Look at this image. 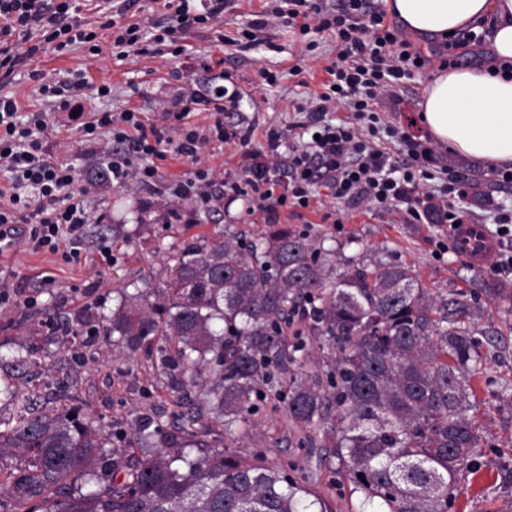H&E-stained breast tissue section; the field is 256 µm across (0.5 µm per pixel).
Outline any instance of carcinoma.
Segmentation results:
<instances>
[{"label":"carcinoma","mask_w":512,"mask_h":512,"mask_svg":"<svg viewBox=\"0 0 512 512\" xmlns=\"http://www.w3.org/2000/svg\"><path fill=\"white\" fill-rule=\"evenodd\" d=\"M169 267L163 300L124 294L113 346L130 357L158 344L171 389L201 388L207 415L166 432L144 459L102 467L103 433L71 401L46 413L0 376L14 400L0 418V512H299L303 488L281 470L200 438L235 423L271 368L297 362L280 323L304 302L338 351L333 392L294 380L288 415L329 432L352 492L378 512H448V494L481 442L467 413L479 373L473 316L463 298H433L411 268L353 264L337 277L307 237L272 227L245 250L228 236L187 243Z\"/></svg>","instance_id":"1"}]
</instances>
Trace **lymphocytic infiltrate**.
<instances>
[{"label": "lymphocytic infiltrate", "instance_id": "1", "mask_svg": "<svg viewBox=\"0 0 512 512\" xmlns=\"http://www.w3.org/2000/svg\"><path fill=\"white\" fill-rule=\"evenodd\" d=\"M205 2L204 12L195 13L191 0H162L167 23L152 34L139 24L123 22V10L109 4L104 27L115 49L173 41L179 34L223 17L224 0ZM80 11L76 0H0V89L18 65L38 52L35 38L54 43L59 51L87 43L92 52H99L98 33L80 21ZM385 17L376 0H276L273 9L243 30V37L252 41L257 31L282 19L304 35L330 31L336 36V57L326 68L331 81L303 111L302 128L317 136L313 148L280 153L281 133L268 132V163L255 164L247 171V182L261 201L306 208L317 185L336 199L378 207L399 203L408 224L424 223L435 212L451 224L467 218V211L450 201L451 186L423 185V173L415 167L426 153L420 143L398 128H388V135L404 146L407 155L406 162L395 164L362 128L363 122L375 120L379 100L404 87L426 64L403 30L386 25ZM87 87L81 71L62 81L41 82L42 107L28 116L22 115L14 97L0 92V169L10 174L8 186L0 187V239L23 228L35 249L61 255L67 262L80 256L79 245L89 220L87 191L78 187L71 165L48 153L43 139L50 131L49 113L81 98ZM340 107L349 112V120L329 123L328 112ZM82 133L108 146L118 144V151L104 154L113 178L142 184L156 178V167H137L133 161L161 156L165 138L157 130L146 132L134 111L93 113ZM273 168L287 185L284 194L275 192L277 180L269 176Z\"/></svg>", "mask_w": 512, "mask_h": 512}]
</instances>
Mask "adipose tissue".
Segmentation results:
<instances>
[{"instance_id":"adipose-tissue-1","label":"adipose tissue","mask_w":512,"mask_h":512,"mask_svg":"<svg viewBox=\"0 0 512 512\" xmlns=\"http://www.w3.org/2000/svg\"><path fill=\"white\" fill-rule=\"evenodd\" d=\"M413 36L440 42L485 35V60L436 68L419 103L433 142L449 153L512 168V0H385Z\"/></svg>"}]
</instances>
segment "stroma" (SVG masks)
<instances>
[{"label":"stroma","mask_w":512,"mask_h":512,"mask_svg":"<svg viewBox=\"0 0 512 512\" xmlns=\"http://www.w3.org/2000/svg\"><path fill=\"white\" fill-rule=\"evenodd\" d=\"M270 7L269 0H231L220 21L124 58L107 49L95 55L85 47L60 53L46 44L14 72L7 89L29 113L41 105L40 79L57 81L70 71H86L91 88L77 109L51 114L63 134L49 139L47 149L74 166L79 185L87 186L90 221L81 257L71 262L34 249L23 233L12 237L7 250L11 260L0 268L23 291L0 298V375H10L19 392L36 395L45 412L63 405L65 395L74 396L113 449L127 446L142 418L170 430L182 415L199 411V395L171 391L157 351L141 350L130 359L113 356L105 320L116 309L120 291L161 286L171 256L183 243L232 236L247 247L261 240L269 224H285L305 234L314 247L333 251L337 264L402 263L413 269L427 294L462 295L481 309L475 338L483 361L470 382L468 413L482 443L460 473L450 512H512V298L495 302L484 293L490 286L512 289V271L477 270L460 259L447 243V224H407L396 206L369 209L332 198L319 186L309 208L288 205L272 216L257 209L255 192L243 182L245 170L263 161L269 129L282 130V148L310 143L309 132L298 125L296 108L310 104L326 77L325 66L336 56L331 33L304 36L283 23L267 26L251 47L237 46L242 30ZM300 62L306 71L298 76L292 68ZM267 71L279 74L277 85L265 84ZM432 73V67L415 72L410 85L382 102L379 115L385 125L403 129L429 147L420 169L435 175L444 169L449 179L462 178L484 190L486 201L472 194L462 204L476 223L495 231L498 214L512 212V181L504 180L501 170L434 145L417 121ZM103 83L111 84V98L97 97L94 87ZM218 87L235 101L224 112L229 135L211 139L198 160L169 150L150 160L159 173L154 183L128 185L105 177L88 184V175L103 159L100 144L81 132L90 112L133 109L147 126L166 129L174 138L180 127L174 114L182 102ZM245 128L253 131L246 144L235 136ZM203 169L223 178V198L205 208L184 201L178 206L192 216V223L172 220L175 205L168 185ZM47 276L52 284H44ZM284 335L289 345L300 347L304 372L328 388L336 350L317 334L311 317H292ZM18 349L31 355L26 366L13 361ZM275 379V387L261 386L244 422L225 434V446L288 472L327 512H360L323 431L289 420L290 374L279 372Z\"/></svg>","instance_id":"35a3bbf8"}]
</instances>
